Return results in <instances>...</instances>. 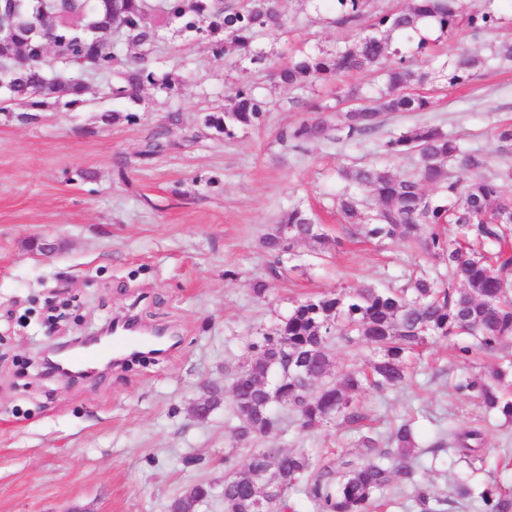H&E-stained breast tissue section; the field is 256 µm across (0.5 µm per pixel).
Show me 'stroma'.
<instances>
[{"label": "stroma", "mask_w": 512, "mask_h": 512, "mask_svg": "<svg viewBox=\"0 0 512 512\" xmlns=\"http://www.w3.org/2000/svg\"><path fill=\"white\" fill-rule=\"evenodd\" d=\"M486 4L499 17L495 28L477 37L460 29L437 45L441 63L463 49L477 55L474 77L418 87L430 101L425 111L390 114L357 143L292 150L278 141L315 107L346 110L348 87L370 95L381 83L372 72L343 73L301 92L279 82L278 72L300 55L351 39L321 0H281L286 29L254 39L258 63L161 29L152 67L181 80L176 95L149 86L132 104L109 98L98 78L85 104L46 111L39 123L0 114V512H167L195 483L210 488L199 512H224V459L244 466L251 448L238 447L229 405L206 421L191 418L207 385H230L231 373L252 357V342L307 294L399 286L416 271H446L439 256L414 244L353 235L336 211L338 169L376 160L400 132L436 125L479 153L482 175L512 198V152L499 151L496 138L498 127L512 125V65L494 57L512 45V0L459 2L466 12ZM242 81L269 101L265 125L190 140L203 114L223 111ZM296 96L303 106H290ZM107 110L120 118L106 126L99 116ZM159 128L168 129L169 147L142 162L145 138ZM85 171L92 179H82ZM209 178L218 186L207 187ZM294 206L342 243H299L275 273L262 238ZM34 235L58 239L61 251L50 258L30 252L25 242ZM257 280L267 285L261 298L251 290ZM125 315L175 333L177 347L76 383L42 375L47 317L66 340ZM410 364L407 386L358 392L360 423L303 429L283 408L278 431L255 438L252 448L302 451L322 465L358 457L363 434L404 419L414 422L423 452L448 428L479 429L484 467L476 489L512 492V424L447 393L450 379L486 374L492 360L463 362L454 343L439 342Z\"/></svg>", "instance_id": "obj_1"}]
</instances>
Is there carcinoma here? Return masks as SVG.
<instances>
[{
	"instance_id": "obj_1",
	"label": "carcinoma",
	"mask_w": 512,
	"mask_h": 512,
	"mask_svg": "<svg viewBox=\"0 0 512 512\" xmlns=\"http://www.w3.org/2000/svg\"><path fill=\"white\" fill-rule=\"evenodd\" d=\"M336 24L356 31L352 40L331 51L306 55L281 70V83L303 90L316 79L343 72L378 70L383 83L371 97L357 90L347 98L359 101L331 118L319 111L293 128L280 132L279 141L298 149L322 140H360L375 132L393 112H422L426 97L410 92L432 78L449 83L470 78L478 57L461 53L451 63L424 71L418 58L432 57L421 21L428 19L442 32L462 26L479 35L495 27L496 13L486 5L462 15L457 0H410L396 12H382L360 27L364 0H328ZM0 18L14 28L9 40L0 39V112L14 114L22 124L40 121L42 113L72 108L85 102L90 81L111 77L108 96L136 103L145 86L174 95L179 82L157 78L149 54L160 28L174 26L180 33L208 39L214 52L227 44L249 51L259 33L285 27L280 0H0ZM416 42L414 54L404 51L401 39ZM137 47L134 56L128 49ZM268 103L246 83L239 84L230 106L203 118L215 136L230 137L233 130L259 128L266 122ZM162 133L148 138L140 156L147 161L163 149ZM382 155H413L414 172L398 174L383 164L339 171L345 181L336 209L347 224H359L367 239L379 243L414 240L443 259L448 274L461 287L439 285L438 279L419 276L401 288L365 285L349 292L312 294L296 303L260 341L255 356L241 368L233 385V414L238 420L235 440L252 432L265 436L278 430L277 408L288 406L309 428L336 419H362L351 394L367 386L398 388L409 376L408 357L419 347L440 339L464 336L460 357L493 354L512 338V255L507 226L512 224V199L492 180L476 175L463 182L450 168L473 171L482 159L466 152L438 127L422 126L388 139ZM431 185L435 197L424 191ZM373 193L377 207L366 216L359 209L357 190ZM298 242L329 243L321 225L300 207L288 209L263 246L280 263ZM358 343L371 346L369 369L335 379L333 349ZM454 393L473 398L486 415L512 423V360L489 376L462 375L451 383ZM481 432L453 430L430 450L456 448L480 468L483 458L471 442ZM364 453L336 465L313 464L304 452L280 448H253L248 463L236 466L224 458V512H290L288 490L301 485L315 512H374L384 493L411 487L420 512L472 508L474 512H512V498L496 486H487L473 499L470 481L456 479L448 492L417 485L415 431L410 420L387 434L361 436ZM209 486L186 487L175 500L201 503Z\"/></svg>"
}]
</instances>
